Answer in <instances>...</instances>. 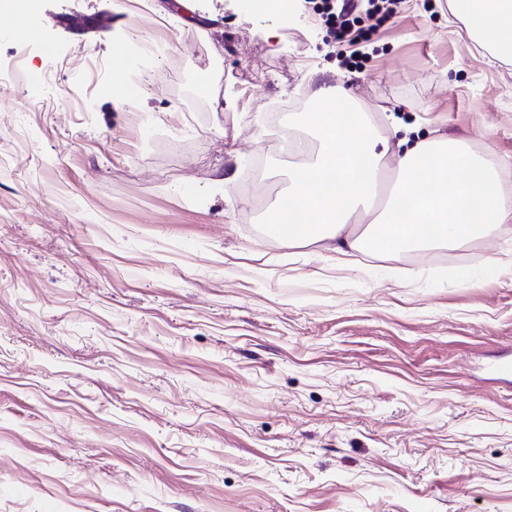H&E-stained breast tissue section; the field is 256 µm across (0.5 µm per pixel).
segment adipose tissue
Here are the masks:
<instances>
[{"label": "adipose tissue", "mask_w": 512, "mask_h": 512, "mask_svg": "<svg viewBox=\"0 0 512 512\" xmlns=\"http://www.w3.org/2000/svg\"><path fill=\"white\" fill-rule=\"evenodd\" d=\"M474 45L512 61V0H448ZM302 117L317 151L289 175L288 190L268 212L289 242L334 243L338 255L366 249L401 255L433 245L458 246L512 226L500 175L445 135L400 138L391 153L377 151L374 133L352 95L320 88ZM368 218L359 235L347 232L353 215Z\"/></svg>", "instance_id": "1"}]
</instances>
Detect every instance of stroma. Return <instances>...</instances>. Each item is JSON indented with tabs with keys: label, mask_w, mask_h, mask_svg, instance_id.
I'll return each instance as SVG.
<instances>
[{
	"label": "stroma",
	"mask_w": 512,
	"mask_h": 512,
	"mask_svg": "<svg viewBox=\"0 0 512 512\" xmlns=\"http://www.w3.org/2000/svg\"><path fill=\"white\" fill-rule=\"evenodd\" d=\"M321 3L0 14V512H512V230L343 264L267 223L313 144L269 106L338 83L512 201V63L407 0L350 70Z\"/></svg>",
	"instance_id": "stroma-1"
}]
</instances>
